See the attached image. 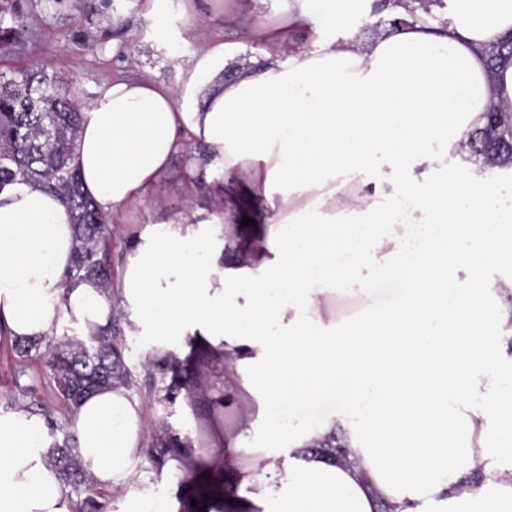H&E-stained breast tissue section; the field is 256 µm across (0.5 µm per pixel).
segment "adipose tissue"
<instances>
[{
	"instance_id": "ef3b65f1",
	"label": "adipose tissue",
	"mask_w": 512,
	"mask_h": 512,
	"mask_svg": "<svg viewBox=\"0 0 512 512\" xmlns=\"http://www.w3.org/2000/svg\"><path fill=\"white\" fill-rule=\"evenodd\" d=\"M349 3L295 0L272 27L251 2L237 22L259 56L210 38L176 86L101 83L72 162L103 215L117 222L145 203L189 143L208 148L225 181L211 186L210 210L146 225L109 288L68 278L74 219L56 194L22 178L1 187L0 343L67 320L92 336L116 315L126 335L153 336L149 361L199 343L248 420L229 434L211 419L163 469L179 479L189 461L213 471L239 460L232 512H512V474L489 475L487 463L512 459V384L499 380L512 363V281L486 275L512 261V211L493 207L480 172L444 175L449 156L468 157L485 112L512 124V65L488 71L481 54L512 38V0H446L443 24L417 0H392L404 24L372 40ZM287 31L319 37L318 50L286 44ZM414 224L434 231L408 250ZM365 268L398 282L393 307L375 302ZM343 294L362 299L355 316L338 312ZM312 398L337 409L291 430L272 411ZM147 426L121 383L74 410L82 470L111 494L104 512H146L132 486ZM333 433L340 451L318 455ZM53 434L44 415L0 407V512H76L49 462ZM479 472L486 483L469 484Z\"/></svg>"
}]
</instances>
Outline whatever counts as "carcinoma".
Returning a JSON list of instances; mask_svg holds the SVG:
<instances>
[{
	"mask_svg": "<svg viewBox=\"0 0 512 512\" xmlns=\"http://www.w3.org/2000/svg\"><path fill=\"white\" fill-rule=\"evenodd\" d=\"M482 55L490 69L500 68L512 62V42L493 44L483 49ZM80 124V103L60 91L45 72L22 71L10 78L0 74V185L22 177L56 193L74 215L78 247L72 275L92 278L106 288L110 281L107 245L112 228L84 193L80 174L71 165ZM34 352L42 360L46 376L55 383L60 399L71 409L100 389L117 382L128 386L132 381L112 327L86 342L69 337L48 346L43 353L37 340L14 346V353L22 362ZM189 366L200 375L213 363L206 352L194 348L184 359L171 354L157 364L158 370L171 378L164 388L163 400L172 401L173 391L179 387L192 394L196 383L181 381ZM73 440V436L66 434L62 441L55 442L50 462L65 486L80 496L79 512H102L104 495L82 474L73 453ZM181 444L180 437L162 431L153 442L155 452L151 461L161 467L169 449ZM220 477L218 472L189 469L185 483L196 492L187 496L185 502L195 500L197 505H189L187 512H223L213 508L215 498L207 493Z\"/></svg>",
	"mask_w": 512,
	"mask_h": 512,
	"instance_id": "1",
	"label": "carcinoma"
}]
</instances>
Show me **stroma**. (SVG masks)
<instances>
[{"instance_id": "obj_1", "label": "stroma", "mask_w": 512, "mask_h": 512, "mask_svg": "<svg viewBox=\"0 0 512 512\" xmlns=\"http://www.w3.org/2000/svg\"><path fill=\"white\" fill-rule=\"evenodd\" d=\"M198 4L196 25L191 28L183 15V0H161L157 20L144 16L143 0H7L0 25L15 28L16 33L0 43V72L40 66L60 89L85 104L98 85L118 75H150L171 86L178 84L179 63L199 48L203 34L228 42L246 41L245 56L259 55L260 44L247 42L233 20L238 0H198ZM193 166L210 179L222 175L206 147L197 145L178 153L150 191L163 204V211H127L124 232H113L108 243L111 266L121 263L130 236L143 225L170 219L188 206L211 208L207 183H198L193 195L183 192ZM122 348L132 374L131 389L143 402L150 424L175 422L179 433L188 435L218 413L226 426L237 422L239 412L225 393L223 380H213L212 394L190 399L180 391L173 403L163 404L160 377L144 364L147 342L127 338ZM36 400L45 405L58 434L70 432L72 412L55 398L49 379L39 378L34 368L21 371L12 348L0 346V405L29 406ZM135 470V489L149 498L164 500L182 490L166 472L154 468L149 453H142Z\"/></svg>"}]
</instances>
